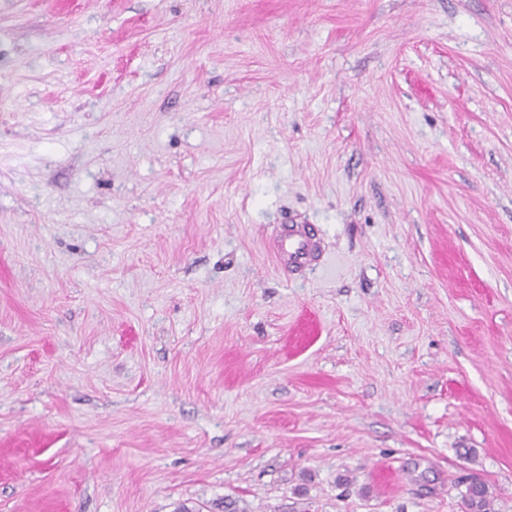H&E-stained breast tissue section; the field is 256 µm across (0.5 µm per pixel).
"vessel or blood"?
<instances>
[{
  "instance_id": "1",
  "label": "vessel or blood",
  "mask_w": 512,
  "mask_h": 512,
  "mask_svg": "<svg viewBox=\"0 0 512 512\" xmlns=\"http://www.w3.org/2000/svg\"><path fill=\"white\" fill-rule=\"evenodd\" d=\"M278 264L299 274L324 260L325 247L320 236L308 224H281L268 241Z\"/></svg>"
}]
</instances>
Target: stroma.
I'll use <instances>...</instances> for the list:
<instances>
[{
  "label": "stroma",
  "instance_id": "stroma-1",
  "mask_svg": "<svg viewBox=\"0 0 512 512\" xmlns=\"http://www.w3.org/2000/svg\"><path fill=\"white\" fill-rule=\"evenodd\" d=\"M473 478L512 512V0H0V512ZM268 247L278 264L294 274L323 262L325 256V246L311 224H278Z\"/></svg>",
  "mask_w": 512,
  "mask_h": 512
}]
</instances>
